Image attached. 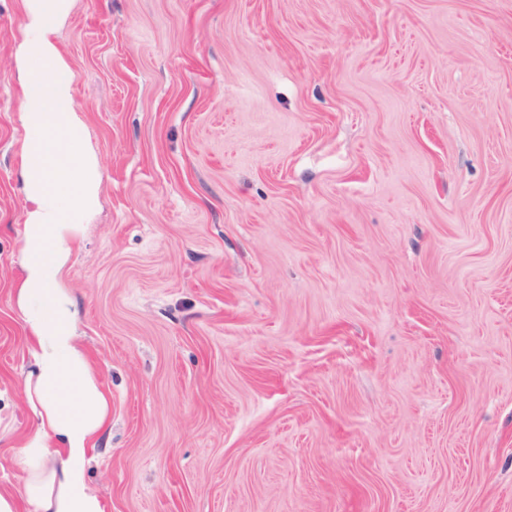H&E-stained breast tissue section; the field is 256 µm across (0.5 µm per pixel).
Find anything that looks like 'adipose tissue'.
<instances>
[{
  "mask_svg": "<svg viewBox=\"0 0 512 512\" xmlns=\"http://www.w3.org/2000/svg\"><path fill=\"white\" fill-rule=\"evenodd\" d=\"M74 0H21L17 51L24 136L25 278L17 306L36 367L25 381L35 424L14 449L20 484L0 488V512H108L87 487L86 465L110 414V397L77 339L76 301L62 278L82 225L98 206L102 173L87 144L73 73L56 36Z\"/></svg>",
  "mask_w": 512,
  "mask_h": 512,
  "instance_id": "obj_1",
  "label": "adipose tissue"
}]
</instances>
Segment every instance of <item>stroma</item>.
Segmentation results:
<instances>
[{
  "mask_svg": "<svg viewBox=\"0 0 512 512\" xmlns=\"http://www.w3.org/2000/svg\"><path fill=\"white\" fill-rule=\"evenodd\" d=\"M22 24L0 0V487ZM57 41L111 512H512V0H75Z\"/></svg>",
  "mask_w": 512,
  "mask_h": 512,
  "instance_id": "obj_1",
  "label": "stroma"
}]
</instances>
